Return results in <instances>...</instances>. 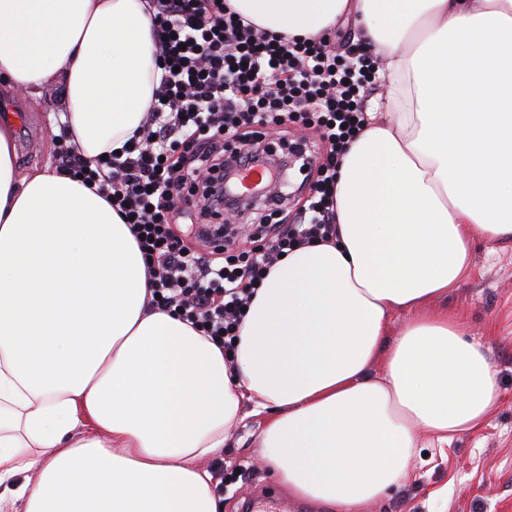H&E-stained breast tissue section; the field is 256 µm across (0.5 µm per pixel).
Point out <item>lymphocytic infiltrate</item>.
Listing matches in <instances>:
<instances>
[{"label":"lymphocytic infiltrate","instance_id":"1","mask_svg":"<svg viewBox=\"0 0 512 512\" xmlns=\"http://www.w3.org/2000/svg\"><path fill=\"white\" fill-rule=\"evenodd\" d=\"M151 3L162 77L147 121L121 153L92 170L73 146L61 145L56 170L84 175L139 236L157 308L181 309L229 355L245 308L282 254L332 231L339 159L366 125L365 93L378 62L368 52H336L324 34L297 40L271 33L226 0ZM290 121L315 123L326 146L296 223L272 222L286 198H265L249 247L227 233L218 263L174 234L178 215L209 217L225 171L254 165L265 130Z\"/></svg>","mask_w":512,"mask_h":512}]
</instances>
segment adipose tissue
<instances>
[{
  "instance_id": "1",
  "label": "adipose tissue",
  "mask_w": 512,
  "mask_h": 512,
  "mask_svg": "<svg viewBox=\"0 0 512 512\" xmlns=\"http://www.w3.org/2000/svg\"><path fill=\"white\" fill-rule=\"evenodd\" d=\"M228 2L303 38L354 14L384 57L336 234L275 265L229 360L152 306L117 209L70 176L20 174L0 122V512H223L199 463L246 402L283 485L360 512L408 478L419 433L448 442L494 403L480 344L428 304L467 275L474 240L512 238V0ZM154 53L150 0H0V81L34 103L61 85L87 160L146 121ZM396 311L410 319L392 338Z\"/></svg>"
}]
</instances>
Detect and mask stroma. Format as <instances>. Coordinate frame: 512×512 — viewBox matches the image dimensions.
I'll return each mask as SVG.
<instances>
[{"mask_svg": "<svg viewBox=\"0 0 512 512\" xmlns=\"http://www.w3.org/2000/svg\"><path fill=\"white\" fill-rule=\"evenodd\" d=\"M12 105L30 118L28 126L15 129L19 170L54 166L64 132L56 90L36 104L16 96ZM472 257L459 287L432 308L462 317L470 339L483 344L496 375V402L480 428L456 433L440 448L420 443L409 479L363 512H512V239L475 241ZM260 448L261 421L247 418L227 431L218 455L202 460L203 468L216 464L224 470L223 481L212 484L224 512H239L241 497L259 486L288 497Z\"/></svg>", "mask_w": 512, "mask_h": 512, "instance_id": "stroma-1", "label": "stroma"}]
</instances>
